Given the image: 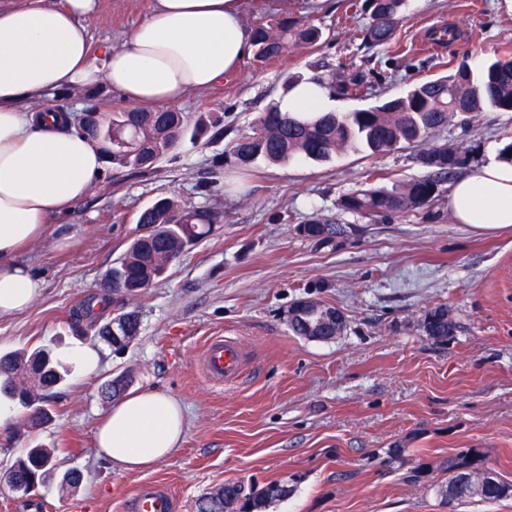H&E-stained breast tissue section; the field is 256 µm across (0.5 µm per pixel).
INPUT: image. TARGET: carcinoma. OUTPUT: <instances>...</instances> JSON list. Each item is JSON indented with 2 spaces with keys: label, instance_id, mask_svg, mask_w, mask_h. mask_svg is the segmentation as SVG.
I'll use <instances>...</instances> for the list:
<instances>
[{
  "label": "carcinoma",
  "instance_id": "carcinoma-1",
  "mask_svg": "<svg viewBox=\"0 0 512 512\" xmlns=\"http://www.w3.org/2000/svg\"><path fill=\"white\" fill-rule=\"evenodd\" d=\"M406 0H364L362 9L372 22L363 30L364 40L377 46L392 43L395 30L404 19ZM319 27L293 16H282L272 22L254 23L251 27L253 56L261 62L278 58L290 45L311 47L321 38ZM486 108L512 112V60H497L475 71L461 63L448 76L417 84L398 97L381 99L375 104L351 112H315L307 116L281 112L273 105L254 120L251 133L237 138L231 155L237 168L248 172L262 160L272 164L305 159L327 162L347 148L372 155L390 152L402 143L424 142L437 129L461 113L472 114ZM78 131L88 135L100 147L104 158L119 167L150 171L162 157L189 131L182 113L167 109L147 111L124 108L105 120L89 110L75 115ZM120 133L127 144L112 143L107 134ZM192 131L199 132L201 127ZM430 174L399 183L392 188L376 184L382 179L373 173L375 183L345 194L341 208L365 217L386 216L429 207L437 197L438 187L466 162L464 152L446 146L431 145L419 156ZM216 216L207 210L190 208L171 197L156 199L138 212V230L126 250L112 266L106 281L113 284L112 293L133 297L158 282L171 265L191 246L211 231ZM304 237L323 248H335L340 227L311 218L298 225ZM300 302L288 312V326L297 336L309 335L315 319L299 313ZM107 297L87 303L69 316L70 325L83 335L113 346L111 336H137L141 328L140 313L123 311L108 319ZM426 335L445 339L457 331V324L446 305L428 310L423 319ZM69 367L43 349L30 353L0 354V397L34 412V420L50 419L47 396L43 389H53L69 375ZM51 452L33 447L10 466L15 481L42 484ZM485 466L477 448H466L448 460V485L445 495L450 500L492 502L505 497L512 487L496 480L493 485L470 488L467 476ZM287 490L277 485L245 491L239 483L228 485L226 495H209L198 502V512H224V504L242 502L244 509H258L266 501L281 497Z\"/></svg>",
  "mask_w": 512,
  "mask_h": 512
}]
</instances>
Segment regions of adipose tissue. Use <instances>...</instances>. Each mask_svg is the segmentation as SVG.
<instances>
[{"instance_id":"ef3b65f1","label":"adipose tissue","mask_w":512,"mask_h":512,"mask_svg":"<svg viewBox=\"0 0 512 512\" xmlns=\"http://www.w3.org/2000/svg\"><path fill=\"white\" fill-rule=\"evenodd\" d=\"M96 7L97 0L0 6V317L38 299L41 282L16 257L87 196L100 166L97 144L48 98L104 84L125 105L166 106L234 72L251 50L242 0H150L123 44L95 56L85 20ZM328 103V89L307 79L278 108L323 112ZM448 209L455 223L479 230L512 227V164L472 167L453 184ZM183 436L180 404L152 390L112 405L95 445L112 464L136 471L173 454Z\"/></svg>"}]
</instances>
